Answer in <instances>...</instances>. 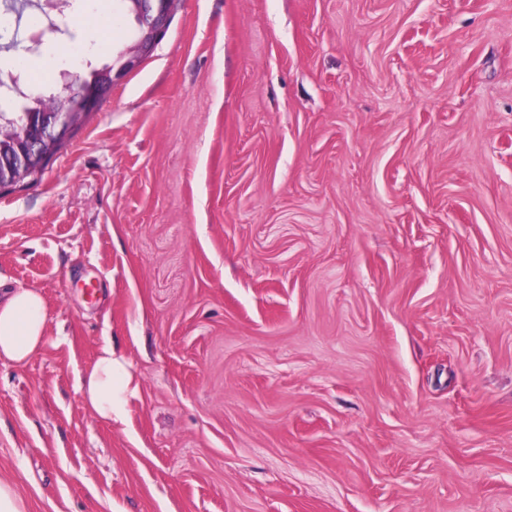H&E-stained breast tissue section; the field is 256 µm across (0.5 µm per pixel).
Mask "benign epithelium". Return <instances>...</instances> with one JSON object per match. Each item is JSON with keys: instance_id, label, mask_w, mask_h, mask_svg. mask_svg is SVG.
Returning a JSON list of instances; mask_svg holds the SVG:
<instances>
[{"instance_id": "1", "label": "benign epithelium", "mask_w": 512, "mask_h": 512, "mask_svg": "<svg viewBox=\"0 0 512 512\" xmlns=\"http://www.w3.org/2000/svg\"><path fill=\"white\" fill-rule=\"evenodd\" d=\"M136 23V36L120 49L112 62L103 68L101 83L84 96L75 95L64 83L61 89L41 99L39 119L34 112L22 109L17 117L0 115V138L7 139L19 130L23 133L25 149L15 159L0 153V170L6 173L3 185L10 186L17 175L37 170L45 157V147L61 145L86 117L98 111L102 102L131 71L152 56L166 36L177 0H130Z\"/></svg>"}]
</instances>
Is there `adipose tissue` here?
Instances as JSON below:
<instances>
[{
	"instance_id": "adipose-tissue-1",
	"label": "adipose tissue",
	"mask_w": 512,
	"mask_h": 512,
	"mask_svg": "<svg viewBox=\"0 0 512 512\" xmlns=\"http://www.w3.org/2000/svg\"><path fill=\"white\" fill-rule=\"evenodd\" d=\"M47 339L43 295L32 288L0 292V362L22 366L42 352ZM130 360L111 344H103L93 363L79 377L90 413L110 424L129 418L131 397L138 391Z\"/></svg>"
}]
</instances>
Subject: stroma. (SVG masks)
<instances>
[{"mask_svg":"<svg viewBox=\"0 0 512 512\" xmlns=\"http://www.w3.org/2000/svg\"><path fill=\"white\" fill-rule=\"evenodd\" d=\"M0 17V79L47 96L134 27ZM0 284L47 307L0 363L28 512H512V0H176L0 189ZM107 341L123 430L77 386Z\"/></svg>","mask_w":512,"mask_h":512,"instance_id":"1","label":"stroma"}]
</instances>
